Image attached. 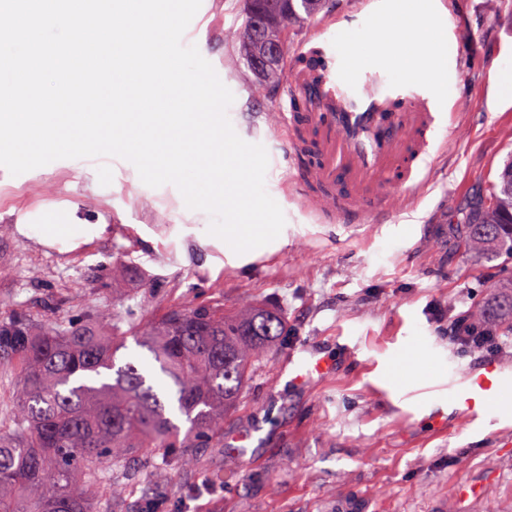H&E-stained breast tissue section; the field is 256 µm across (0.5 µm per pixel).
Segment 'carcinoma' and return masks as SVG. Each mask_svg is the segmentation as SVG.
Wrapping results in <instances>:
<instances>
[{"mask_svg":"<svg viewBox=\"0 0 512 512\" xmlns=\"http://www.w3.org/2000/svg\"><path fill=\"white\" fill-rule=\"evenodd\" d=\"M331 0H245L240 58L265 92L278 68L258 71L259 27L281 35V23L318 14ZM469 252L512 259V163L489 200L460 209ZM477 321L512 334V283ZM129 310L96 324L84 313L37 322L23 309L0 316V362L16 370L14 433L0 437V512H99L107 464L141 454L156 467L195 463L201 445L224 447V415L246 387L255 362L276 344L283 318L269 309L227 314L208 306L172 308L133 334L156 371L140 357L116 364L126 347Z\"/></svg>","mask_w":512,"mask_h":512,"instance_id":"cac0c4a2","label":"carcinoma"}]
</instances>
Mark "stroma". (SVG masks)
<instances>
[{
    "mask_svg": "<svg viewBox=\"0 0 512 512\" xmlns=\"http://www.w3.org/2000/svg\"><path fill=\"white\" fill-rule=\"evenodd\" d=\"M393 0H333L336 28L360 41L385 40L372 26ZM449 51L430 74L441 122L428 168L410 208L379 224H319L293 199L288 154L278 133L260 132L268 153L265 189L286 223L277 242L239 255L204 231L210 216L187 210L171 184L145 185L123 159H62L18 176L0 167V312L24 308L38 321L84 311L111 320L134 308L148 325L177 306L242 312L281 310L286 334L257 362L237 406L224 419V445L200 448L192 469L157 471L138 457L114 469L124 500L100 512H134L148 478L169 493L157 512H512V451L484 433L469 434L446 407L449 368L483 355L448 340V319L477 313L512 265L460 250L448 217L489 192L512 161V103L497 75L512 72V0H432ZM244 0H205L192 37L212 66L237 50ZM245 64L225 71L235 100L227 115L248 135L277 94L255 98ZM53 215L90 224L94 234L66 246L33 232ZM404 349L414 357L400 397L373 384ZM317 353L330 372L301 385L283 368L288 353Z\"/></svg>",
    "mask_w": 512,
    "mask_h": 512,
    "instance_id": "stroma-1",
    "label": "stroma"
}]
</instances>
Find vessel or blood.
<instances>
[{
    "label": "vessel or blood",
    "mask_w": 512,
    "mask_h": 512,
    "mask_svg": "<svg viewBox=\"0 0 512 512\" xmlns=\"http://www.w3.org/2000/svg\"><path fill=\"white\" fill-rule=\"evenodd\" d=\"M335 31V19L327 18L299 43L297 55H318L322 66H288L281 104L265 112L264 124L300 134L288 153V188L307 211L331 224L375 222L409 207L405 186L418 176L438 115L423 81L388 79L386 55L365 64L338 54ZM382 181L390 191L379 189ZM329 368L312 355L294 360L288 374L299 384ZM446 400L472 432L492 420L494 438L512 446V359L486 358L458 371Z\"/></svg>",
    "instance_id": "obj_1"
}]
</instances>
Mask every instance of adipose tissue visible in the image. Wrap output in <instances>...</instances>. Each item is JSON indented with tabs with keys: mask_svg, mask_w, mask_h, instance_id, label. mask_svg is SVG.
Returning <instances> with one entry per match:
<instances>
[{
	"mask_svg": "<svg viewBox=\"0 0 512 512\" xmlns=\"http://www.w3.org/2000/svg\"><path fill=\"white\" fill-rule=\"evenodd\" d=\"M427 0H396L384 25L391 33L382 49L398 62V77L420 78L433 71L437 58L432 47L444 40L437 27L428 25L424 16Z\"/></svg>",
	"mask_w": 512,
	"mask_h": 512,
	"instance_id": "ef3b65f1",
	"label": "adipose tissue"
}]
</instances>
